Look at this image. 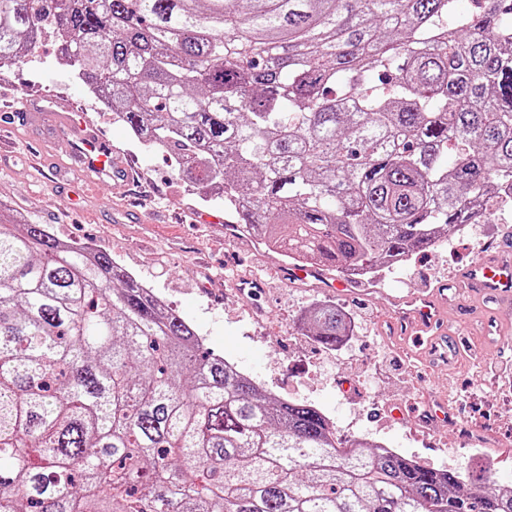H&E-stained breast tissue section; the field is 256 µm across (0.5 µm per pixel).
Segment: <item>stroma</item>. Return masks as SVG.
<instances>
[{
    "mask_svg": "<svg viewBox=\"0 0 512 512\" xmlns=\"http://www.w3.org/2000/svg\"><path fill=\"white\" fill-rule=\"evenodd\" d=\"M58 55L57 43L44 39L0 80V116L12 129L0 148V202L59 239L109 252L206 336L208 349L235 360L267 393L320 409L341 436L382 442L436 469L482 470L512 486V300L475 303L454 354L430 366L411 359L408 342L387 323L402 298L462 281L474 262L500 257V243L512 240V207L382 269L350 298L312 277L285 281L287 258L233 233L223 201L202 200L169 154L142 146ZM19 96L31 111H10ZM51 100L81 104L120 162L134 163L132 175L103 181L79 168L70 134L44 110ZM242 275L260 282L258 292L236 293ZM326 298L352 329L335 348L321 346L305 323ZM437 398L450 415L425 426L419 415Z\"/></svg>",
    "mask_w": 512,
    "mask_h": 512,
    "instance_id": "35a3bbf8",
    "label": "stroma"
}]
</instances>
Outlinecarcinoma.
Returning <instances> with one entry per match:
<instances>
[{
    "instance_id": "carcinoma-1",
    "label": "carcinoma",
    "mask_w": 512,
    "mask_h": 512,
    "mask_svg": "<svg viewBox=\"0 0 512 512\" xmlns=\"http://www.w3.org/2000/svg\"><path fill=\"white\" fill-rule=\"evenodd\" d=\"M0 0L273 251L363 278L512 192V0ZM326 347L351 325L306 315ZM112 258L0 219V512H512L203 351Z\"/></svg>"
}]
</instances>
